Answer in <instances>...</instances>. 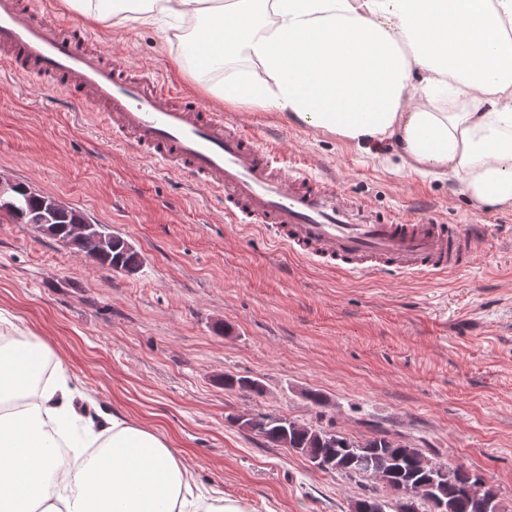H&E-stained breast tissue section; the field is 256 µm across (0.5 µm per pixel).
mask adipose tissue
<instances>
[{
  "instance_id": "ef3b65f1",
  "label": "adipose tissue",
  "mask_w": 512,
  "mask_h": 512,
  "mask_svg": "<svg viewBox=\"0 0 512 512\" xmlns=\"http://www.w3.org/2000/svg\"><path fill=\"white\" fill-rule=\"evenodd\" d=\"M64 3L108 30L159 25L179 70L219 76V100L454 177L474 211H512V0ZM85 400L43 337L0 345V512H247L201 489L165 439Z\"/></svg>"
}]
</instances>
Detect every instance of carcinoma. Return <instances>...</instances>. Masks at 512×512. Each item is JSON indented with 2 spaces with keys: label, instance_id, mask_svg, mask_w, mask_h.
Here are the masks:
<instances>
[{
  "label": "carcinoma",
  "instance_id": "carcinoma-1",
  "mask_svg": "<svg viewBox=\"0 0 512 512\" xmlns=\"http://www.w3.org/2000/svg\"><path fill=\"white\" fill-rule=\"evenodd\" d=\"M22 191L17 193L16 209L8 213L15 224H74L82 219V213L71 209L54 219L44 209L43 196L27 191V186L19 184ZM101 252L102 264L117 272L140 263L137 251L128 248L127 241L119 235L104 234V240L96 243ZM227 389H246L256 394L262 393L259 381L248 377L224 376ZM246 430L277 447L289 448L312 464L322 457L331 459L339 465L337 472L353 477L361 471L360 477H367L364 468L355 461V454L367 451L376 458L385 487L399 493L397 505L392 507L388 501L382 502L381 512L394 508L395 512H418L416 504L408 503L400 489L427 486L428 494L443 500L452 506L451 512H492L481 498L470 497L465 493L471 473L461 465L438 463L432 469L423 465L424 456L420 449L399 442L386 430L377 431V435L358 440L339 432L330 436L323 429L308 427L284 416L250 414L244 421Z\"/></svg>",
  "mask_w": 512,
  "mask_h": 512
}]
</instances>
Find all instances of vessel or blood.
<instances>
[{
	"instance_id": "1",
	"label": "vessel or blood",
	"mask_w": 512,
	"mask_h": 512,
	"mask_svg": "<svg viewBox=\"0 0 512 512\" xmlns=\"http://www.w3.org/2000/svg\"><path fill=\"white\" fill-rule=\"evenodd\" d=\"M0 69L46 79L101 112L142 158L219 193L226 218L259 225L297 258L344 273L434 277L467 270L487 244L484 225L381 211L342 195L329 178L284 170L277 145L180 98L79 26L50 32L26 0H0Z\"/></svg>"
}]
</instances>
